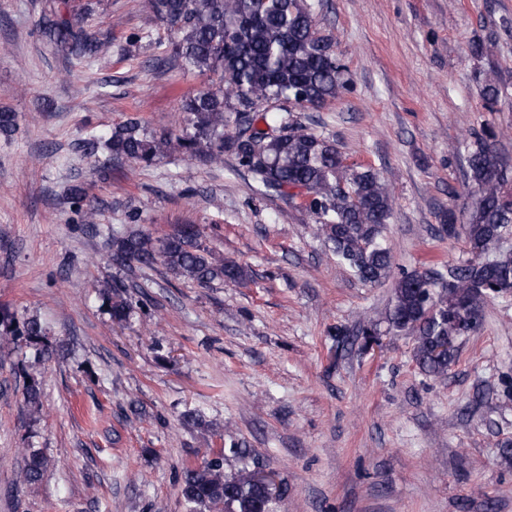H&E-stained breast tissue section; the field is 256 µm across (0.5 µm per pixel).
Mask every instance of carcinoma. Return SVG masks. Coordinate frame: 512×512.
Here are the masks:
<instances>
[{"instance_id":"carcinoma-1","label":"carcinoma","mask_w":512,"mask_h":512,"mask_svg":"<svg viewBox=\"0 0 512 512\" xmlns=\"http://www.w3.org/2000/svg\"><path fill=\"white\" fill-rule=\"evenodd\" d=\"M150 6L175 38L174 54L207 83L184 100L191 129L154 136L130 119L114 127L102 147L141 167L175 149L189 161L207 164H221L229 154L254 175L262 194L301 197L324 244L357 280L385 282L392 268L383 237L394 203L388 185L374 168L346 164L334 140L293 115L351 89L347 68L336 55V36L317 28L318 3L150 0ZM93 13L86 3L74 12V21L51 7L42 18V33L76 58L94 61L110 52L111 42L85 29L83 22ZM480 92L485 107L493 109L504 92L498 72L484 75ZM498 138L490 126L474 133L467 155L471 200L459 217L451 209L444 212L437 229L441 236H463L471 258L404 272L393 284L389 329L413 337L420 368L433 376L447 374L455 360V349L438 353L437 346L477 332L485 301L512 290V251L486 257L512 232V161L500 152ZM60 196L82 222L96 223L98 209L86 203L82 185L69 184ZM107 245L112 260L129 269L160 264L203 286L238 283L248 276L247 267L205 245L194 224H179L159 239L141 230L111 228ZM121 288L108 284L103 291L116 322L131 312ZM19 339L39 359L57 352L40 320L18 323L0 313V350ZM22 395L29 415L39 414L41 385L31 374L24 376ZM45 473L44 456L32 450L17 482L33 486ZM180 492L187 512H276V503L252 479L249 467L224 473L222 451L184 469Z\"/></svg>"}]
</instances>
